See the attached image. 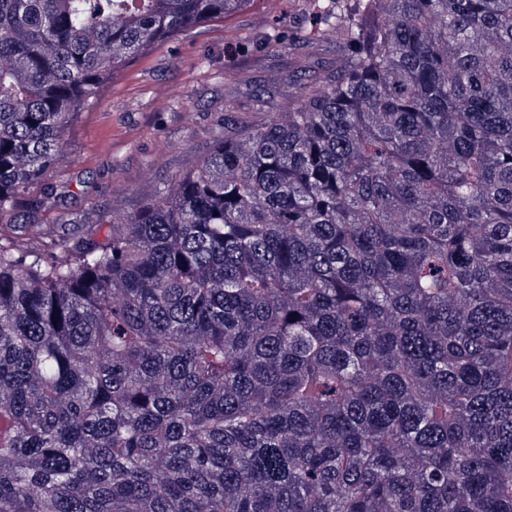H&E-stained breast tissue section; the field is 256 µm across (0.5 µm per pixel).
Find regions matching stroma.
Instances as JSON below:
<instances>
[{
  "label": "stroma",
  "instance_id": "35a3bbf8",
  "mask_svg": "<svg viewBox=\"0 0 512 512\" xmlns=\"http://www.w3.org/2000/svg\"><path fill=\"white\" fill-rule=\"evenodd\" d=\"M312 25L302 0H247L114 73L67 129V161L27 193L43 202L35 221L46 236L16 220V244L42 250L52 234L105 239L98 216L161 194L223 126H258L293 109L297 84L338 75L349 54L335 40L307 39ZM271 89L274 99L263 101Z\"/></svg>",
  "mask_w": 512,
  "mask_h": 512
}]
</instances>
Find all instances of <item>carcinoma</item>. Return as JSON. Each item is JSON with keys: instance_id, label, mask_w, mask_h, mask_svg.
<instances>
[{"instance_id": "carcinoma-1", "label": "carcinoma", "mask_w": 512, "mask_h": 512, "mask_svg": "<svg viewBox=\"0 0 512 512\" xmlns=\"http://www.w3.org/2000/svg\"><path fill=\"white\" fill-rule=\"evenodd\" d=\"M242 2L0 0V512H512V0H307L337 77L62 260L5 230Z\"/></svg>"}]
</instances>
